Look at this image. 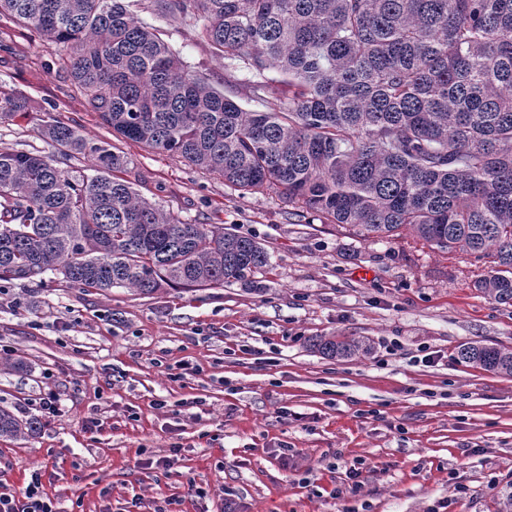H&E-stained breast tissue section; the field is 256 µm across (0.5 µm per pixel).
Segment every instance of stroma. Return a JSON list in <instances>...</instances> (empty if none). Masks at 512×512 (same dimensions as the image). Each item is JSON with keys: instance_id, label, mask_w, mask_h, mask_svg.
<instances>
[{"instance_id": "35a3bbf8", "label": "stroma", "mask_w": 512, "mask_h": 512, "mask_svg": "<svg viewBox=\"0 0 512 512\" xmlns=\"http://www.w3.org/2000/svg\"><path fill=\"white\" fill-rule=\"evenodd\" d=\"M185 61L248 112L277 111L278 83L255 97L193 29L140 11ZM61 49L0 16V82L131 161L139 193L192 224L254 238L270 263L253 285L152 295L0 284V407L59 417L0 438V485L41 469L60 512H500L512 487V376L457 359L481 340L512 348V305L474 282L487 259L448 254L411 231L364 239L277 190L243 193L165 152L113 139L58 67ZM39 112L0 123V148L53 153ZM319 336L368 339L336 360ZM24 358L22 372L5 362ZM179 444L170 473L155 460ZM288 455H281V446ZM360 464V492L333 498ZM462 493H455V486Z\"/></svg>"}]
</instances>
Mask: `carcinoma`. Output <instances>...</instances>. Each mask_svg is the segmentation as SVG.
I'll list each match as a JSON object with an SVG mask.
<instances>
[{"label": "carcinoma", "instance_id": "1", "mask_svg": "<svg viewBox=\"0 0 512 512\" xmlns=\"http://www.w3.org/2000/svg\"><path fill=\"white\" fill-rule=\"evenodd\" d=\"M141 0H0L61 57L101 123L243 192L274 187L363 237L409 228L450 254L489 258L474 286L512 303V0H149L180 17L275 112H247L135 14ZM33 108L0 84V121ZM54 155L0 149V281L70 288H219L253 283L268 252L189 224L118 176L130 161L47 115ZM95 160L93 174L62 163ZM330 358L369 351L323 336ZM460 361L512 376V348L475 341ZM0 410V437L37 433Z\"/></svg>", "mask_w": 512, "mask_h": 512}]
</instances>
